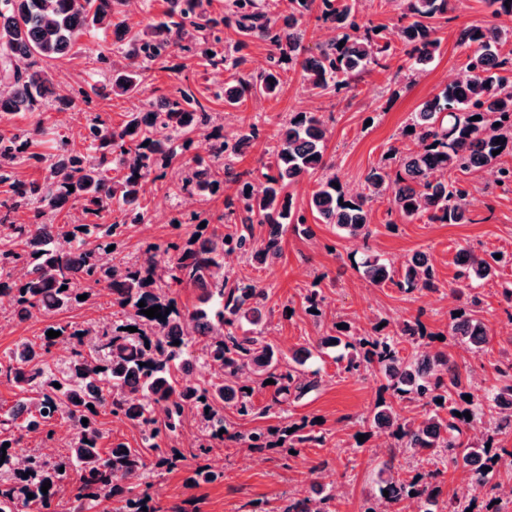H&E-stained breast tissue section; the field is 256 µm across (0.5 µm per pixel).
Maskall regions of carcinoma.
Instances as JSON below:
<instances>
[{"mask_svg": "<svg viewBox=\"0 0 512 512\" xmlns=\"http://www.w3.org/2000/svg\"><path fill=\"white\" fill-rule=\"evenodd\" d=\"M126 0H0V118L20 112H39L54 93L55 80L42 62L72 55L77 39L86 32H100L126 63L112 67L110 91L115 97L131 98L144 86L152 67L169 69L178 50H195L212 67L241 70L242 57L224 51V27L235 25L245 37L270 43L274 54L267 68L240 75L212 96L228 108H237L248 98L276 99L283 92L290 70L300 71L305 91L311 95L336 94L366 72L386 68L391 44L359 22L357 0H289L288 15L278 22L263 11L258 0H232L223 19L210 16V0H166L167 19L144 27H132L120 19ZM494 22L468 25L457 31L456 41L467 49L466 62L444 89L422 102L403 131L410 139L406 150H391L384 162L365 175L366 191L351 193L336 187L335 174L325 175L309 196L312 216L334 224L353 238L370 237L368 203L392 190L389 212L410 221L423 214L439 224H474L470 197L472 187L464 180L446 178L452 173L474 174L483 168L495 174V182L512 187V50L503 47L512 29L496 23L512 18V0H488ZM399 36L410 71L421 72L435 58L440 40L435 23L448 19L451 0H399ZM318 11L317 19L339 35L316 50L303 44L300 24ZM478 120H472V117ZM215 119L190 88H179L164 98L157 109L150 102L110 125L95 116L87 125L85 140L94 156L79 155L69 141L51 139V152L30 150L33 137L49 134L50 128L18 130L0 134V184H9L11 195L0 199V298L11 301L15 317L25 320L38 312L53 315L86 304L80 295L92 298V288L102 285L119 308L121 319L102 332L90 325L55 322L49 329L61 332L22 340L0 357V380L21 395L9 411H0V448L19 445L23 437L39 434L55 440L54 426L66 420L73 429L69 453L51 464L26 459L14 467L17 455L6 452L0 472L10 479L0 482V512H49L58 493L69 489L73 512H95L105 500L125 493L131 512H154L151 484H141L148 468L137 448L118 441L102 450L104 433L97 417L102 412L134 422L142 428L150 447L158 437L173 436L187 410H194L204 425L206 440L190 455L163 456L159 467L173 470L187 457L197 459L214 445L232 441L249 451L272 447L274 438L289 439L292 447L321 443L325 434L307 423L248 433L228 431L224 410L231 409L245 420L256 415L253 393L242 374L254 382L272 385L271 410L298 399L320 384L319 371L279 369V356L263 336L264 289L231 279L224 269V256L239 253L249 261L264 264L281 254L280 228L307 223L303 211L293 207L289 189L319 171L329 169L325 159L328 128L319 112H296L277 132L274 160L263 174L257 190L234 172V160L243 146L258 137L255 124L237 141L224 139ZM134 131H129V128ZM212 128L209 157L181 164V177L165 181V169L191 148L193 135ZM499 154L494 155L492 151ZM43 166V180L18 177L17 166ZM162 180L168 194H186L205 201L224 192V184L239 183L237 195L225 202L227 213L217 224L197 228L186 241L162 249L150 245L143 260L110 264L100 252L117 244L128 229L144 224L147 208L140 201L142 182L149 176ZM74 190H69V187ZM35 203L27 222L18 213ZM119 204L120 218L100 222L103 212ZM414 208L409 209L407 205ZM74 210L71 224H52L62 211ZM239 224L238 232H224V224ZM265 224L268 236L254 242L253 225ZM459 287L495 274V265L470 248L457 256ZM359 268L375 286L392 283L407 293L436 287L433 264L417 252L400 268L378 255L368 254ZM189 285L200 291L199 305L180 307L170 297V288ZM145 308L161 307L164 318H149ZM482 300L469 295L468 305L451 318L449 335L473 351L489 343L488 331L479 317ZM253 327L252 335L240 336L242 323ZM137 331L130 332L128 328ZM425 326L411 316L396 328L374 326L358 334L352 328L333 324L331 333L318 337L310 347L320 351L331 341L345 342L351 352L345 370L358 373L379 366L386 383L374 409L370 426L388 433L394 446L411 456L432 455L439 466L426 472L387 471L380 497L384 510L370 504L365 512H392L407 499L426 504L441 495L444 466L448 460L467 475L474 490L485 499L484 512H502L499 484L492 482L505 448L495 439L512 429V417H501L499 407L512 397V360L497 371L502 384L479 396L466 392L458 366L447 353L424 342ZM179 344H174V341ZM59 342L70 346L68 365L53 367L47 360ZM200 363L211 371L205 385L182 384L177 373ZM471 396L467 401L464 396ZM404 401L422 409V420L401 417ZM461 416H456V413ZM468 412L471 418L462 416ZM88 423H82V419ZM225 433H220V430ZM219 475L207 467L192 468L189 483H211ZM51 483L47 492L42 485ZM33 497H28V494ZM329 496H286L278 512H329Z\"/></svg>", "mask_w": 512, "mask_h": 512, "instance_id": "obj_1", "label": "carcinoma"}]
</instances>
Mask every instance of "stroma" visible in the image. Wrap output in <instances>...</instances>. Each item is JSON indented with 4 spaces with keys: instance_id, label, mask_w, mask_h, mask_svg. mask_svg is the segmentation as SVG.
<instances>
[{
    "instance_id": "obj_1",
    "label": "stroma",
    "mask_w": 512,
    "mask_h": 512,
    "mask_svg": "<svg viewBox=\"0 0 512 512\" xmlns=\"http://www.w3.org/2000/svg\"><path fill=\"white\" fill-rule=\"evenodd\" d=\"M450 22L437 26L440 47L434 61L417 76H409L397 35L398 12L393 0H362L360 20L363 25L383 28L393 52L387 70H376L351 83L335 95L311 96L304 92L299 73L287 74L282 95L277 99L248 98L240 108L225 107L212 100L218 86L233 79V72L205 67L192 54L182 52L175 59L176 70L152 72L139 97H93L75 111H59L56 98L49 99L40 112H27L0 120V132L31 129L44 124L56 126L58 133L84 148L83 138L75 129L85 128L89 118L101 116L112 125L121 124L127 112L139 104H161L165 95L180 84L190 86L199 99L210 102L218 112L217 123L223 135L235 140L250 123L261 127L260 139L246 144L235 169L250 172L254 184H261L262 174L276 145V134L289 115L301 110L323 113L330 129L326 160L333 164L341 181L354 191L362 190L369 169L383 160L389 148L403 147V128L419 104L432 98L450 81L466 60V52L455 43L456 32L466 25L488 22L490 13L485 0H454ZM108 39L99 33H87L78 39L74 57L56 62L54 67L58 95L68 94L89 82L107 85L113 63L119 62ZM473 210L480 215L477 224H438L427 216L410 221L391 220L386 200L373 202L369 213L372 235L368 242L351 238L335 225L310 221V234H302L294 225L281 229L282 253L263 265H255L238 255L225 257L224 265L237 279L264 288L266 299L265 334L283 358L308 346L326 333L336 320L352 323L357 332L370 329L378 317L390 319L420 316L434 348L446 352L480 392L498 387L495 366L512 359V316L501 296V284L512 282V192L495 187L490 172L473 176ZM235 184H228L223 195L207 203L170 198L166 212L157 203L164 196L158 181L147 180L141 196L150 219L128 231L119 249L108 255L111 263L140 259L147 245H166L188 237L194 224L191 215L215 219L224 210L225 198L234 196ZM394 265H401L414 252L427 253L434 265L437 286L432 290L407 293L394 285L367 283L354 265V253L362 245ZM471 246L482 256L501 255L502 263L495 277L479 287L483 301L482 317L489 331L485 352L475 353L448 334L453 310L466 300L455 281L456 255ZM318 289L323 298L321 317L308 314L304 296ZM107 290L95 287L90 303L57 313L56 317L34 314L27 320L12 318L9 309H0V354L22 339L42 335L53 320L76 323L111 324L114 310ZM339 350H328L310 362V369L321 374L320 385L294 401L287 416L267 412L272 399L268 388L255 387L253 400L261 413L248 420L232 419L231 428L247 432L256 428H276L286 422L317 425L326 434L320 445L290 448L282 444L264 452H250L231 442L215 447L203 462L218 472L212 483L188 486L189 469L165 472L154 477L152 495L159 512L181 507L183 512H275L281 497L288 492L306 495L316 488L333 494L336 512H363L367 499L379 494V472L423 470L422 460L409 457L392 447L385 433L371 431L370 418L382 383L375 369L362 375L344 370ZM99 423L107 439L120 440L140 448L148 464H155L160 452L171 449L188 451L191 439L199 438L201 426L193 418H184L175 437L162 441L160 449L145 447L141 428L104 413ZM370 431L364 444H357L356 434Z\"/></svg>"
}]
</instances>
